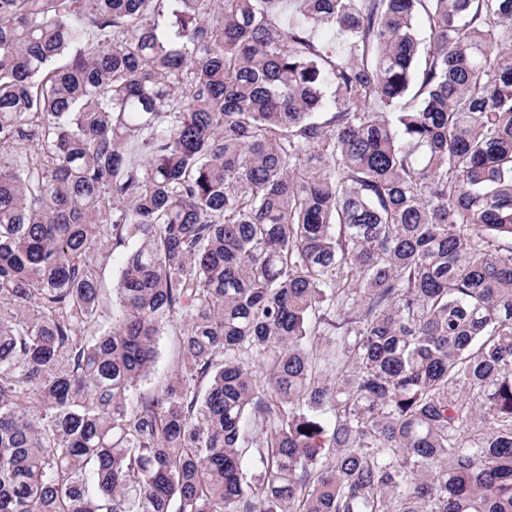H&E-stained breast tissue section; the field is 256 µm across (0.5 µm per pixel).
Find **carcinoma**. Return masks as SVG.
I'll list each match as a JSON object with an SVG mask.
<instances>
[{
  "mask_svg": "<svg viewBox=\"0 0 512 512\" xmlns=\"http://www.w3.org/2000/svg\"><path fill=\"white\" fill-rule=\"evenodd\" d=\"M0 512H512V0H0ZM178 326L168 325L164 327L157 338L156 357L148 378L142 383V388H152L163 382L170 375V366L177 354L178 340L176 333Z\"/></svg>",
  "mask_w": 512,
  "mask_h": 512,
  "instance_id": "obj_1",
  "label": "carcinoma"
}]
</instances>
